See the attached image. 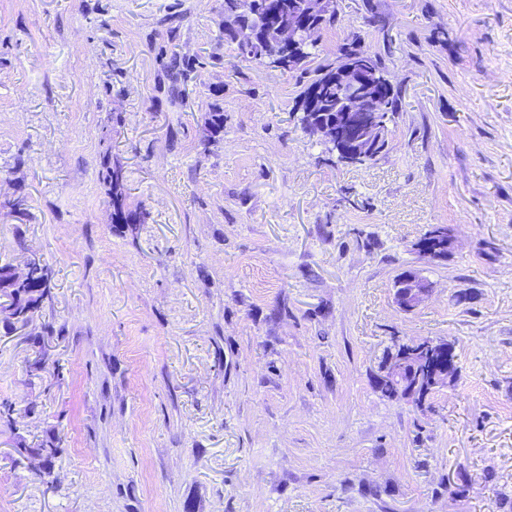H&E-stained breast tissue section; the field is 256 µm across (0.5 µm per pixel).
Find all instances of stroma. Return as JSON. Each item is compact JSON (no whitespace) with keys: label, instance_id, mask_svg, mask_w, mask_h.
<instances>
[{"label":"stroma","instance_id":"obj_1","mask_svg":"<svg viewBox=\"0 0 512 512\" xmlns=\"http://www.w3.org/2000/svg\"><path fill=\"white\" fill-rule=\"evenodd\" d=\"M334 8L315 63L359 32L399 95L364 166L301 130L302 70L238 58L224 0H0V205L27 202L0 264L52 270L0 328V512H512V0ZM107 146L150 213L132 231ZM407 271L433 286L411 312ZM422 338L458 365L429 412L375 386ZM50 436L48 486L12 455ZM101 166L102 181L112 207V224L130 227L146 223L148 212L139 205L128 203L124 169L118 160L112 159L110 147L103 153Z\"/></svg>","mask_w":512,"mask_h":512}]
</instances>
